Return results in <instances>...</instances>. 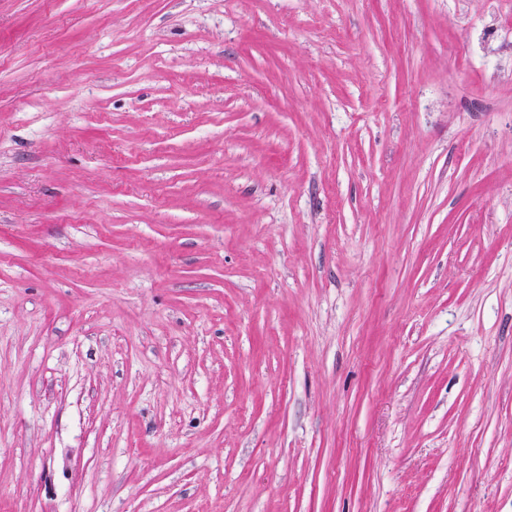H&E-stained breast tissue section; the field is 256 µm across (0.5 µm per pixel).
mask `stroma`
Segmentation results:
<instances>
[{
  "mask_svg": "<svg viewBox=\"0 0 512 512\" xmlns=\"http://www.w3.org/2000/svg\"><path fill=\"white\" fill-rule=\"evenodd\" d=\"M0 512H512V0H0Z\"/></svg>",
  "mask_w": 512,
  "mask_h": 512,
  "instance_id": "stroma-1",
  "label": "stroma"
}]
</instances>
